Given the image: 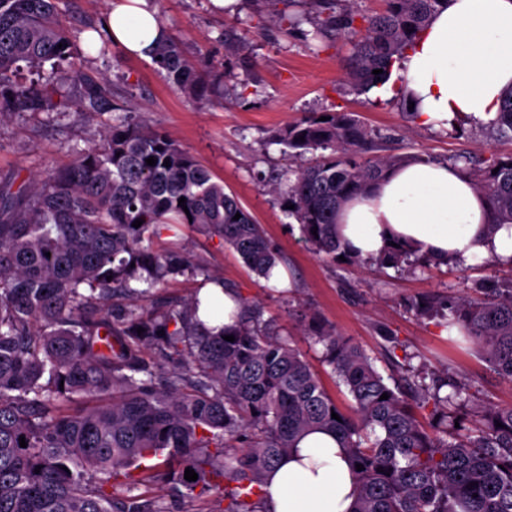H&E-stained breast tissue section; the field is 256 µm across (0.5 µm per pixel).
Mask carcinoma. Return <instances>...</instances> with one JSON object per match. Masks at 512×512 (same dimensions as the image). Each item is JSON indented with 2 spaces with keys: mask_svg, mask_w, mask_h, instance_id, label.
<instances>
[{
  "mask_svg": "<svg viewBox=\"0 0 512 512\" xmlns=\"http://www.w3.org/2000/svg\"><path fill=\"white\" fill-rule=\"evenodd\" d=\"M309 2L314 38L350 42V79L368 93L388 82L446 0H385L360 29L353 8ZM58 3L0 0V120L48 111L59 68L81 75ZM156 56L167 83L188 97L219 80L169 36ZM109 93L108 80L88 81L81 106L93 115ZM489 126L512 135V88ZM270 138L296 155L331 150L295 171L286 213L316 254L361 262L340 248L338 211L414 157L365 156L371 135L353 112H310ZM463 172L489 203L488 232L512 225V156L471 160ZM16 180L0 181V512H174L185 503L197 508L181 512H263L266 471L313 428L335 433L363 465L353 512H512L511 406L472 401L447 371L410 398L385 382L365 349L314 319L310 334L351 398L347 412L259 303L241 300L240 325L214 334L197 319L196 297L172 305L149 295L206 272L175 239L183 228L219 238L261 278L283 262L263 226L168 135L120 119L69 165ZM407 260L392 246L377 262ZM476 291L426 295L412 308L426 318L450 313V325L511 382L512 285L488 280ZM426 406L436 433L417 418ZM188 467L197 480L184 479ZM98 473L107 478L92 481ZM220 487L224 508L205 507Z\"/></svg>",
  "mask_w": 512,
  "mask_h": 512,
  "instance_id": "carcinoma-1",
  "label": "carcinoma"
}]
</instances>
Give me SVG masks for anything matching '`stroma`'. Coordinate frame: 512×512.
Returning a JSON list of instances; mask_svg holds the SVG:
<instances>
[{
	"label": "stroma",
	"mask_w": 512,
	"mask_h": 512,
	"mask_svg": "<svg viewBox=\"0 0 512 512\" xmlns=\"http://www.w3.org/2000/svg\"><path fill=\"white\" fill-rule=\"evenodd\" d=\"M108 7L109 0H62L63 21L84 56L80 77L67 81L74 106L59 123L43 114L1 120L0 177L70 162L116 117L148 120L208 167L263 225L288 267L280 287L250 272L219 239L193 233L189 240L209 272L259 302L265 317L288 331L339 406L348 407L350 398L321 362L322 346L305 333L312 316L362 346L383 376L401 378L397 364L406 360L416 369L453 373L484 404L512 406V383L501 380L463 335H447L441 320L420 317L411 308L428 293L466 295L483 280L510 281L512 267L430 263L397 269L371 261L334 263L313 254L281 198L268 188L285 186V172L307 166L314 156L288 155L285 146L269 143L268 137L309 112L349 111L372 132L383 155L461 163L469 157L512 154V140L478 123L424 126L400 100L359 93L346 69L348 45L314 39L305 0L294 6L283 0L278 10L286 18L275 25L267 21L266 0H235L221 13L209 0H159L161 18L184 55L221 75L217 90L201 98L172 88L153 60L129 57L112 44L103 52L89 48L85 34L97 29ZM292 15L301 17L299 26L290 25ZM231 41L246 47L227 53ZM101 77L109 79L112 94L100 114L91 116L77 103L85 79ZM385 330L399 341L395 352L384 347Z\"/></svg>",
	"instance_id": "stroma-1"
}]
</instances>
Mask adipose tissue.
<instances>
[{
  "mask_svg": "<svg viewBox=\"0 0 512 512\" xmlns=\"http://www.w3.org/2000/svg\"><path fill=\"white\" fill-rule=\"evenodd\" d=\"M156 0H111L103 33L128 55L152 58L164 37ZM388 97L408 96L417 119L445 127L458 120L493 121L512 86V0H448L408 47ZM486 200L457 167L413 161L350 197L337 216L346 253L370 260L399 243L416 255L468 266L512 264V225L487 233ZM206 328L233 327L241 306L209 283L199 294ZM357 496L340 441L315 430L301 437L265 477L266 512H351Z\"/></svg>",
  "mask_w": 512,
  "mask_h": 512,
  "instance_id": "obj_1",
  "label": "adipose tissue"
}]
</instances>
